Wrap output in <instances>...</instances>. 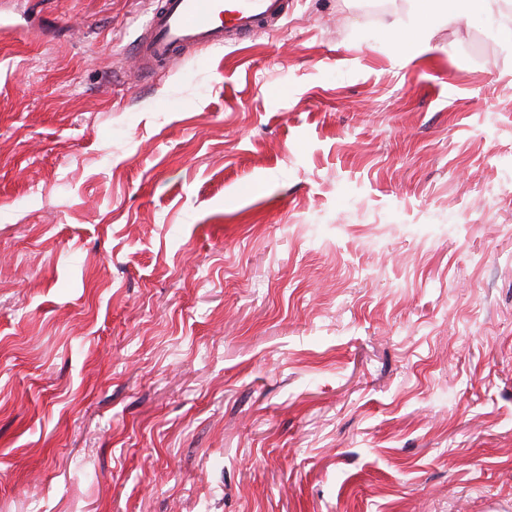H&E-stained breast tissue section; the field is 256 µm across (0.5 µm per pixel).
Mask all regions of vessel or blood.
I'll return each instance as SVG.
<instances>
[{
    "mask_svg": "<svg viewBox=\"0 0 512 512\" xmlns=\"http://www.w3.org/2000/svg\"><path fill=\"white\" fill-rule=\"evenodd\" d=\"M286 0H156L134 55L140 68L180 60L187 49L221 47L270 29Z\"/></svg>",
    "mask_w": 512,
    "mask_h": 512,
    "instance_id": "b4317fda",
    "label": "vessel or blood"
}]
</instances>
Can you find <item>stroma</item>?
<instances>
[{"mask_svg":"<svg viewBox=\"0 0 512 512\" xmlns=\"http://www.w3.org/2000/svg\"><path fill=\"white\" fill-rule=\"evenodd\" d=\"M0 0V512H512V14ZM287 0H159L135 47L139 67L149 70L180 60L196 47H221L272 27ZM434 3L435 9H430L427 1L416 4L405 27L392 30L397 34H405L415 45H428L430 32L435 26L446 23L466 11L492 12L497 1L437 0Z\"/></svg>","mask_w":512,"mask_h":512,"instance_id":"obj_1","label":"stroma"}]
</instances>
